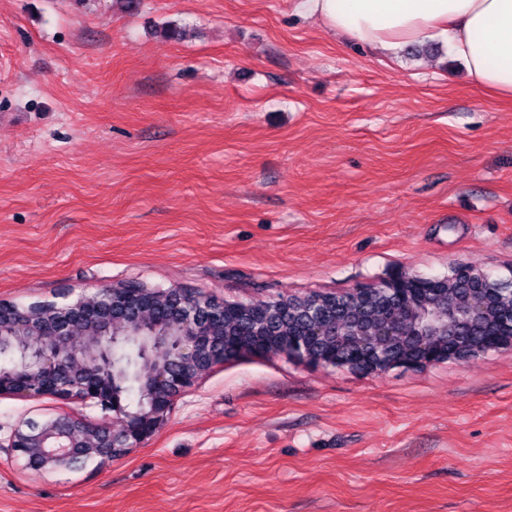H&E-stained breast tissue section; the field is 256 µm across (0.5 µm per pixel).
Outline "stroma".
Instances as JSON below:
<instances>
[{
    "label": "stroma",
    "mask_w": 512,
    "mask_h": 512,
    "mask_svg": "<svg viewBox=\"0 0 512 512\" xmlns=\"http://www.w3.org/2000/svg\"><path fill=\"white\" fill-rule=\"evenodd\" d=\"M174 23L181 34L163 38ZM512 273V102L297 0H0V300L261 303ZM93 403L0 396V438ZM0 512H512V351L380 375L246 354L103 468L0 455Z\"/></svg>",
    "instance_id": "stroma-1"
}]
</instances>
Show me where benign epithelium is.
Returning a JSON list of instances; mask_svg holds the SVG:
<instances>
[{
	"mask_svg": "<svg viewBox=\"0 0 512 512\" xmlns=\"http://www.w3.org/2000/svg\"><path fill=\"white\" fill-rule=\"evenodd\" d=\"M124 336L144 340L157 357L145 385L147 411L123 406V390L112 383V349ZM503 349H512V277L456 261L444 275L400 273L259 306L140 281L106 285L89 297L64 295L44 313L1 301L0 352L10 351L13 364L0 367V395L93 401L114 412L121 427L59 414L26 422L0 441V452L37 472L93 461L102 468L118 459L115 449L128 455L151 439L176 397L199 378L247 352L379 374Z\"/></svg>",
	"mask_w": 512,
	"mask_h": 512,
	"instance_id": "1",
	"label": "benign epithelium"
}]
</instances>
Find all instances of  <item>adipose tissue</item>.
<instances>
[{"label":"adipose tissue","mask_w":512,"mask_h":512,"mask_svg":"<svg viewBox=\"0 0 512 512\" xmlns=\"http://www.w3.org/2000/svg\"><path fill=\"white\" fill-rule=\"evenodd\" d=\"M298 8L351 43L393 57L442 38L473 84L512 100V0H298Z\"/></svg>","instance_id":"adipose-tissue-1"}]
</instances>
